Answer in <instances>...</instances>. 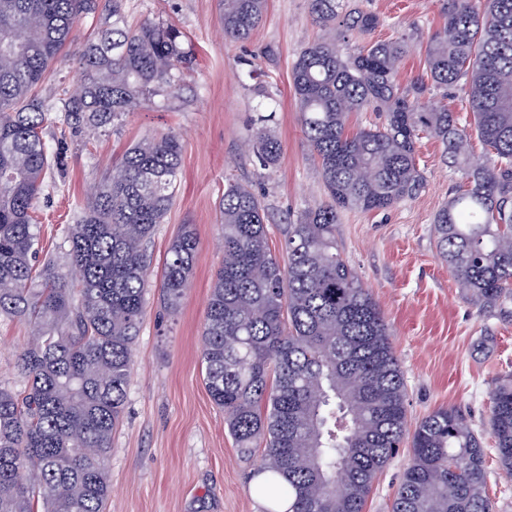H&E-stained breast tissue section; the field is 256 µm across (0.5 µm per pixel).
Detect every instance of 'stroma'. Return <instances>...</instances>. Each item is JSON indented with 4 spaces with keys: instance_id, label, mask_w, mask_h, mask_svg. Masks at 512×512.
I'll list each match as a JSON object with an SVG mask.
<instances>
[{
    "instance_id": "35a3bbf8",
    "label": "stroma",
    "mask_w": 512,
    "mask_h": 512,
    "mask_svg": "<svg viewBox=\"0 0 512 512\" xmlns=\"http://www.w3.org/2000/svg\"><path fill=\"white\" fill-rule=\"evenodd\" d=\"M345 3L378 16L372 40L407 38L400 85L427 81L424 48L444 25L443 0ZM126 12L130 22H170L188 34L193 59L181 72L180 91L146 93L137 112L93 142L68 137L67 164L54 174L55 187L36 210L43 253L66 265L68 224L126 148L168 131L183 142L178 192L153 238L145 316L107 464L112 493L106 512H265L252 476L260 458L239 457L224 414L207 392L201 335L214 274L224 259L218 201L225 183L248 184L263 201L275 253L288 225L326 199L290 86L294 60L324 30L308 0H267L261 24L243 44L225 38L220 0H127ZM93 36L91 20L75 27L63 59L40 89L43 97L52 101L77 88L75 54ZM266 114L283 146L278 166L268 170L251 146ZM417 162L426 182L415 197L383 211L344 212L336 241L388 324L407 384L408 427L438 408L454 407L490 451L489 394L512 374V316L481 309L438 259L433 217L460 177L434 140L422 141ZM185 224L196 229L197 258L179 308L168 312L160 302L163 258ZM28 336L26 321H0V383L17 391L25 381L15 363ZM410 460L408 449H401L378 477L365 512H390Z\"/></svg>"
}]
</instances>
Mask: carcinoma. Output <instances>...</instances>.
I'll use <instances>...</instances> for the list:
<instances>
[{
    "mask_svg": "<svg viewBox=\"0 0 512 512\" xmlns=\"http://www.w3.org/2000/svg\"><path fill=\"white\" fill-rule=\"evenodd\" d=\"M224 35L249 40L265 0H221ZM330 39L306 46L291 69L305 139L328 200L288 225L282 255L269 248L266 207L237 181L219 201L224 260L201 336L205 385L238 451L263 449L256 492L277 512H364L374 481L404 439L412 459L391 512H495L486 493L480 435L454 407L407 433V390L384 316L342 258L340 212L385 210L423 185L420 140L438 141L463 183L433 219L437 256L472 300H512V0H444L443 29L425 63L438 89L469 85L473 122L462 125L420 82L396 75L404 38L336 54V19L361 34L376 15L340 0H309ZM95 21L83 79L50 117L39 88L79 21ZM191 61L173 24L132 25L125 0H0V318L27 321L17 360L26 379L0 385V512H103L106 462L119 424L145 314L149 243L177 192V134L129 147L68 225L67 258L79 278L49 262L35 267V205L64 155L44 140L49 120L73 136L95 135L135 111L153 90L175 92ZM385 113L380 127L349 130L353 112ZM485 162L473 161V140ZM263 168L282 155L278 135L255 137ZM198 248L183 225L168 248L161 293L177 309ZM489 429L499 470L512 476V376L490 394Z\"/></svg>",
    "mask_w": 512,
    "mask_h": 512,
    "instance_id": "carcinoma-1",
    "label": "carcinoma"
}]
</instances>
